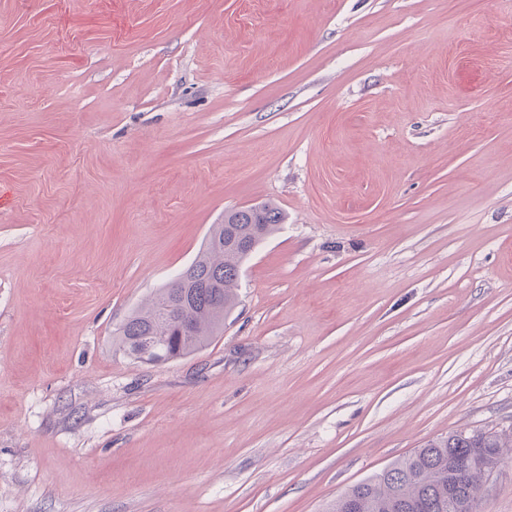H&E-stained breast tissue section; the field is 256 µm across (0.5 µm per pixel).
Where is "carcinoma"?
<instances>
[{"mask_svg": "<svg viewBox=\"0 0 512 512\" xmlns=\"http://www.w3.org/2000/svg\"><path fill=\"white\" fill-rule=\"evenodd\" d=\"M282 212L268 202L230 211L214 224L203 248L181 273L122 325L119 342L133 354L157 351L151 362L189 355L205 347L224 329L237 305L242 264L283 223ZM175 300L189 308L192 329L185 332L167 308ZM512 448V436L474 432L427 441L381 473L354 485L336 499L333 512H347L349 499L358 512H475L479 481L473 469L492 471Z\"/></svg>", "mask_w": 512, "mask_h": 512, "instance_id": "obj_1", "label": "carcinoma"}]
</instances>
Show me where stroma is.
Here are the masks:
<instances>
[{"label":"stroma","mask_w":512,"mask_h":512,"mask_svg":"<svg viewBox=\"0 0 512 512\" xmlns=\"http://www.w3.org/2000/svg\"><path fill=\"white\" fill-rule=\"evenodd\" d=\"M264 201L223 332L120 350ZM461 431L512 434V0H0V512H331Z\"/></svg>","instance_id":"stroma-1"}]
</instances>
